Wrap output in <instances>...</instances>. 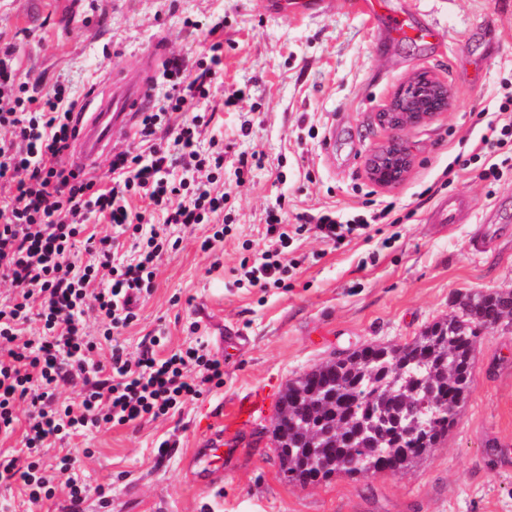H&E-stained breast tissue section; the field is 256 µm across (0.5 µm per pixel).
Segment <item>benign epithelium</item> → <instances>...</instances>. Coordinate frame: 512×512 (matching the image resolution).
Segmentation results:
<instances>
[{
	"label": "benign epithelium",
	"instance_id": "1",
	"mask_svg": "<svg viewBox=\"0 0 512 512\" xmlns=\"http://www.w3.org/2000/svg\"><path fill=\"white\" fill-rule=\"evenodd\" d=\"M449 106L447 87L428 73L420 74L416 81L400 88L388 108L377 114L378 123L391 130L393 136L369 155L370 180L384 187L402 182L411 170L413 157L399 133L425 124Z\"/></svg>",
	"mask_w": 512,
	"mask_h": 512
}]
</instances>
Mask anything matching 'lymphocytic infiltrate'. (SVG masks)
Wrapping results in <instances>:
<instances>
[{
  "instance_id": "1",
  "label": "lymphocytic infiltrate",
  "mask_w": 512,
  "mask_h": 512,
  "mask_svg": "<svg viewBox=\"0 0 512 512\" xmlns=\"http://www.w3.org/2000/svg\"><path fill=\"white\" fill-rule=\"evenodd\" d=\"M195 74L172 60L154 88L136 145L113 154L108 177L79 175L64 163L76 137L79 97L57 83L28 95L11 56L0 57V437L22 429L19 448L0 457V484H19L34 505L66 492L75 502L88 494L76 476L71 452L48 465L45 449L93 429L158 419L179 411L207 385L223 384L224 362L207 345L171 348L148 335L136 353L119 341L138 319V306L153 287L157 260L179 248L173 227L208 225L202 243L211 249L229 230L223 221L224 148L205 139L211 122L200 113L215 80L224 74V44L201 41ZM161 215L146 222L135 200ZM392 205L340 220L321 214L315 229L336 245L365 235L390 217ZM101 217L112 233L99 235ZM264 248L244 276L250 286L281 285L293 269L286 248L288 226L267 211ZM128 235L120 250L117 238ZM88 258L73 260L76 245ZM70 389L73 403L57 395Z\"/></svg>"
}]
</instances>
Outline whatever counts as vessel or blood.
I'll use <instances>...</instances> for the list:
<instances>
[{"label":"vessel or blood","mask_w":512,"mask_h":512,"mask_svg":"<svg viewBox=\"0 0 512 512\" xmlns=\"http://www.w3.org/2000/svg\"><path fill=\"white\" fill-rule=\"evenodd\" d=\"M332 0H262L265 11L276 15L293 11L299 14H323ZM164 48L156 45L139 55L135 66L113 69L109 80L101 85L93 100L94 112L88 113L82 134L77 141L72 162L79 167L93 166L97 157L111 144L133 138L140 116L150 105L149 94L163 64ZM463 199L440 202L432 212L434 221L450 224L465 210ZM196 461L204 470L217 472L224 468V437L210 438Z\"/></svg>","instance_id":"1"}]
</instances>
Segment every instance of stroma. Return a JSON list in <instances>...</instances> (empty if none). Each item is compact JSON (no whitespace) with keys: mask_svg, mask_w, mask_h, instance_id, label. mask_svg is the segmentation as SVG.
<instances>
[{"mask_svg":"<svg viewBox=\"0 0 512 512\" xmlns=\"http://www.w3.org/2000/svg\"><path fill=\"white\" fill-rule=\"evenodd\" d=\"M335 0L330 14L271 16L260 0H0V49L29 94L60 82L87 92L113 66L164 44L196 71L198 36L185 19L224 17V76L215 95L242 98L216 112L208 135L222 140L224 213L231 231L204 251V225L183 229L159 261L154 288L122 341L136 350L164 332L170 346L208 341L224 359V382L179 412L90 431L68 443L91 486H110V512H512V320L480 330L472 390L447 437L405 473L339 474L314 486L286 482L272 440L280 391L334 354L367 344L402 345L461 312L466 296L512 291V171L480 180L441 173L471 152L512 80V7L501 0H385V11L431 26L427 40L378 39L372 22ZM426 71L443 81L449 109L406 132L413 154L392 188L367 176L368 156L391 137L377 114L397 89ZM254 155L237 179L239 154ZM468 197L473 212L433 224L437 203ZM394 202V223L342 245L314 231L294 237L297 267L280 287L241 283L263 247L266 210L288 220L331 209L345 216ZM491 237L480 254L470 241ZM248 336L226 344L227 331ZM265 399L249 423L224 432V474L196 477L194 456L219 420L250 394ZM177 447L158 454V444Z\"/></svg>","mask_w":512,"mask_h":512,"instance_id":"35a3bbf8","label":"stroma"}]
</instances>
